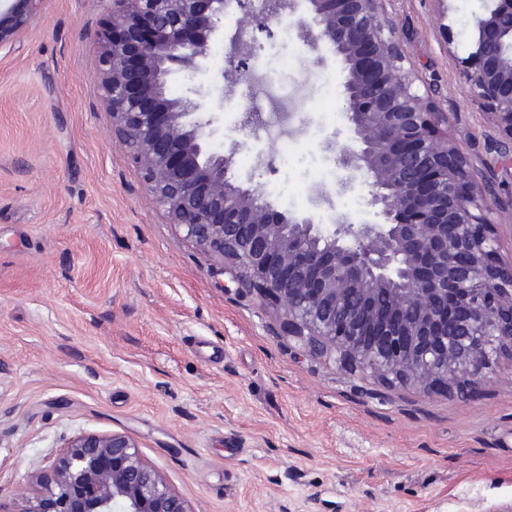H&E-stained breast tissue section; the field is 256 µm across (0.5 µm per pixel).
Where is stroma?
Listing matches in <instances>:
<instances>
[{
  "mask_svg": "<svg viewBox=\"0 0 512 512\" xmlns=\"http://www.w3.org/2000/svg\"><path fill=\"white\" fill-rule=\"evenodd\" d=\"M488 0H387L418 84L474 165L498 132L459 61ZM109 0H41L0 48V501L82 433L123 432L195 512H512V363L465 398L362 383L303 355L272 313L226 289L221 266L166 223L98 94ZM316 50L260 38L248 62L292 95L271 143L224 50L168 80L224 87L218 144L241 177L324 224L373 219L363 179L342 186L333 143L342 75ZM205 339L222 347L199 353Z\"/></svg>",
  "mask_w": 512,
  "mask_h": 512,
  "instance_id": "1",
  "label": "stroma"
}]
</instances>
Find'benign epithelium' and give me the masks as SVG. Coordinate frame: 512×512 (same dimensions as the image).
<instances>
[{
  "instance_id": "benign-epithelium-1",
  "label": "benign epithelium",
  "mask_w": 512,
  "mask_h": 512,
  "mask_svg": "<svg viewBox=\"0 0 512 512\" xmlns=\"http://www.w3.org/2000/svg\"><path fill=\"white\" fill-rule=\"evenodd\" d=\"M40 0L0 12V47L24 32ZM98 33L100 102L136 176L170 224L231 275L237 293L275 311L309 358L349 376L466 397L512 357V253L490 214L497 172L478 169L439 128L431 90L420 92L386 0H295L300 46L343 77L348 143L338 157L368 177L375 221L332 225L290 212L241 180L240 143L213 146L216 115L200 91L173 96L171 74L202 71L210 50L242 77L256 37L281 0H110ZM461 60L471 101L499 132L488 144L512 163V0H489ZM240 14L234 32L224 19ZM0 512H194L126 433L74 437L27 492Z\"/></svg>"
}]
</instances>
